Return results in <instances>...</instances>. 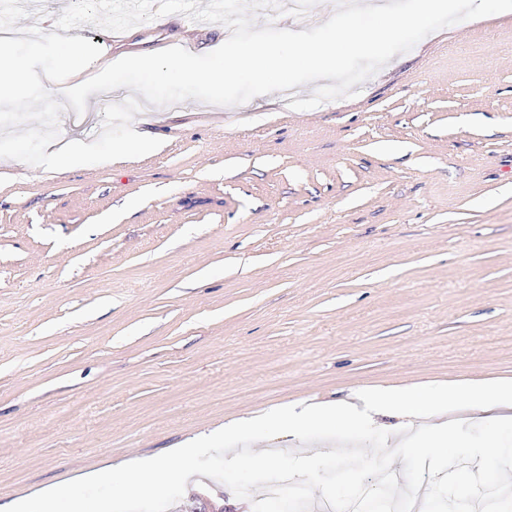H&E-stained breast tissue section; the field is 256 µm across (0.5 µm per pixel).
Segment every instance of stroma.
Wrapping results in <instances>:
<instances>
[{"instance_id":"1","label":"stroma","mask_w":512,"mask_h":512,"mask_svg":"<svg viewBox=\"0 0 512 512\" xmlns=\"http://www.w3.org/2000/svg\"><path fill=\"white\" fill-rule=\"evenodd\" d=\"M69 34L114 57L225 29ZM313 90L144 106L164 146L119 163L0 159V504L280 406L512 380V12L291 109Z\"/></svg>"}]
</instances>
